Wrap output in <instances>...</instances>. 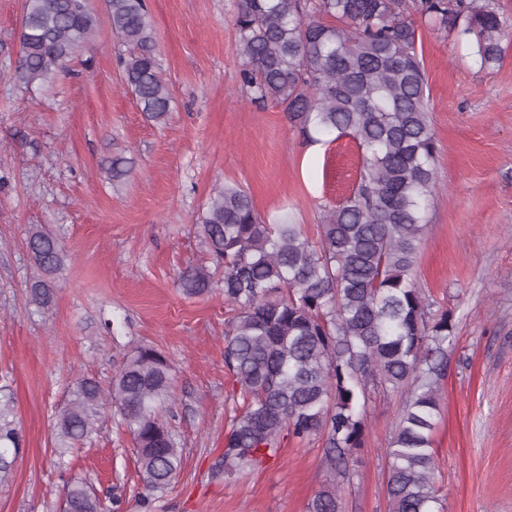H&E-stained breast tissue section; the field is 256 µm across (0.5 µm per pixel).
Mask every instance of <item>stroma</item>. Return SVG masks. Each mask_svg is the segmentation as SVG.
<instances>
[{
	"instance_id": "obj_1",
	"label": "stroma",
	"mask_w": 512,
	"mask_h": 512,
	"mask_svg": "<svg viewBox=\"0 0 512 512\" xmlns=\"http://www.w3.org/2000/svg\"><path fill=\"white\" fill-rule=\"evenodd\" d=\"M238 0H147L160 70L173 94L165 124L125 87L106 0H89L92 43L53 84L14 78L23 0H0V387L13 396L22 445L0 475V512H61L70 477L121 512H307L326 478L324 441L288 439L261 468L219 474L233 416L224 364L229 311L221 291L184 295L200 263L197 230L212 191L247 190L264 217L289 214L317 238L359 178L353 139H304L276 103L240 89ZM438 144V191L417 257L432 313L456 340L440 382L433 434L440 512H512V51L480 69L469 42L418 27ZM130 171L113 180L109 160ZM59 234L72 259L51 304L30 303L28 233ZM170 360L162 419L182 454L150 506L129 434L107 411L92 441L59 448L53 417L82 377L108 384L126 354ZM400 396L373 395L339 512H388L386 450Z\"/></svg>"
}]
</instances>
